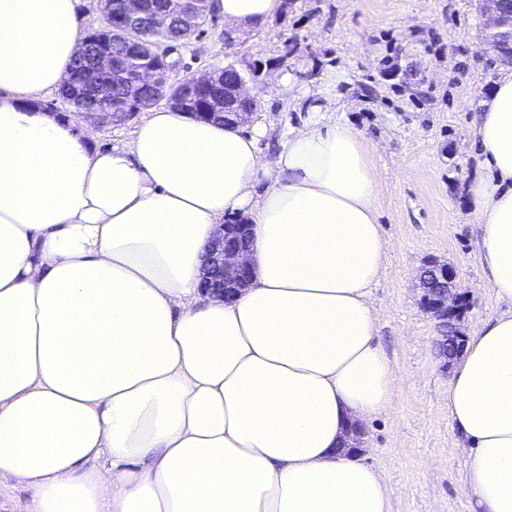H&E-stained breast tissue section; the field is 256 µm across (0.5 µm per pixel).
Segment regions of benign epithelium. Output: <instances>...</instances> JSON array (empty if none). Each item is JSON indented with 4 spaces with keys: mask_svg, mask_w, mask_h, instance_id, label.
I'll list each match as a JSON object with an SVG mask.
<instances>
[{
    "mask_svg": "<svg viewBox=\"0 0 512 512\" xmlns=\"http://www.w3.org/2000/svg\"><path fill=\"white\" fill-rule=\"evenodd\" d=\"M165 12L156 14L148 0H122L121 6L112 7L108 12V30L123 48L125 58L136 60L139 65L129 69L126 81L132 93L130 111L121 113L125 119H131L137 112L155 103L153 99H144L133 93L141 86L165 83L173 86L177 98L186 101L196 97L197 89L204 85H212L213 74L210 70L173 78L176 62L171 60L174 45L184 46L200 35L201 21L211 18L202 8L204 0H167ZM150 28L165 31L163 42L157 45L150 56H143L142 35ZM486 44L501 53L512 50V14L505 15L501 10L491 14L485 28ZM264 70L260 61H252L243 68V73L236 80L224 85V95L212 98V103H220L223 109L224 122L239 123L251 113L249 109L251 97L246 91L249 81L257 80ZM249 238L248 225L240 221L236 224L221 225L220 232L208 248L205 258V270L220 290V296L236 292L244 287L250 279V269L241 263L231 265L227 257L247 251ZM433 277L438 287H427L426 275H421L420 285L423 294L420 299L422 309L435 320L437 329L442 336L438 340L439 351L443 357L453 352L461 353L465 346V336L455 322L459 321L468 303L457 291L455 281L457 270L446 264L437 263L432 266Z\"/></svg>",
    "mask_w": 512,
    "mask_h": 512,
    "instance_id": "benign-epithelium-1",
    "label": "benign epithelium"
}]
</instances>
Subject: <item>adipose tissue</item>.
I'll return each instance as SVG.
<instances>
[{
  "mask_svg": "<svg viewBox=\"0 0 512 512\" xmlns=\"http://www.w3.org/2000/svg\"><path fill=\"white\" fill-rule=\"evenodd\" d=\"M78 0H0V480L17 512H391L377 468L341 452L389 412L398 374L369 292L390 244L359 131L327 122L345 74L277 86L310 117L275 160L260 132L156 109L94 149L36 99L83 39ZM249 26L281 0H217ZM477 258L507 311L448 383L472 512H512V72L472 125ZM252 278L202 293L227 215Z\"/></svg>",
  "mask_w": 512,
  "mask_h": 512,
  "instance_id": "adipose-tissue-1",
  "label": "adipose tissue"
}]
</instances>
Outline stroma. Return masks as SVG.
Wrapping results in <instances>:
<instances>
[{"label":"stroma","instance_id":"1","mask_svg":"<svg viewBox=\"0 0 512 512\" xmlns=\"http://www.w3.org/2000/svg\"><path fill=\"white\" fill-rule=\"evenodd\" d=\"M483 7L482 0H294L263 24L236 29L231 45L216 16L172 54L182 76L235 60L265 63L247 90L258 103L250 123L263 128L269 156L309 118L272 77L289 72L307 82L337 67L346 73L326 118L366 139L382 184L375 207L390 242L370 300L399 374L398 398L392 411L364 422L361 459L382 472L392 512H471L465 443L448 416L452 372L437 356L418 274L433 262L457 268L470 303L459 324L464 335L506 309L478 263L464 192L485 173L470 129L500 71L483 45Z\"/></svg>","mask_w":512,"mask_h":512}]
</instances>
